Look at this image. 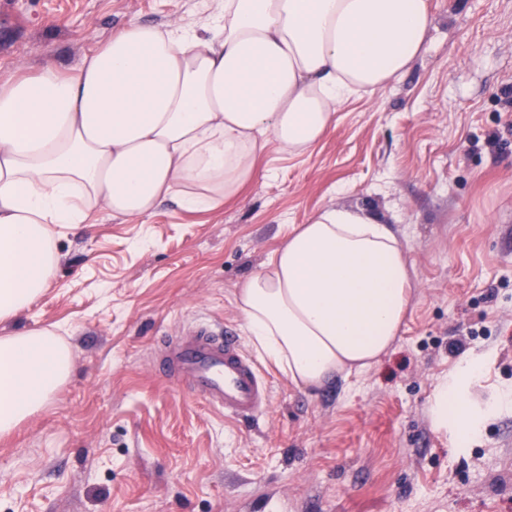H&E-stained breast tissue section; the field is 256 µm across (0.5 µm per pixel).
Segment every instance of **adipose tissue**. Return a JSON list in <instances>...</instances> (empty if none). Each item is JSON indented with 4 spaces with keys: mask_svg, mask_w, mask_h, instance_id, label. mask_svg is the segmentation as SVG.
Returning a JSON list of instances; mask_svg holds the SVG:
<instances>
[{
    "mask_svg": "<svg viewBox=\"0 0 512 512\" xmlns=\"http://www.w3.org/2000/svg\"><path fill=\"white\" fill-rule=\"evenodd\" d=\"M428 0H224L207 34L134 22L69 73L0 83V327L43 291L51 224L94 208L140 218L172 200L207 207L258 174L269 146L302 154L340 105L404 73L434 18ZM413 272L390 224L319 211L240 286L253 347L295 386L372 367L396 342ZM69 348L47 329L0 336V437L67 380ZM462 383L440 386L436 428L470 437Z\"/></svg>",
    "mask_w": 512,
    "mask_h": 512,
    "instance_id": "adipose-tissue-1",
    "label": "adipose tissue"
}]
</instances>
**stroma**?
Segmentation results:
<instances>
[{"label": "stroma", "instance_id": "1", "mask_svg": "<svg viewBox=\"0 0 512 512\" xmlns=\"http://www.w3.org/2000/svg\"><path fill=\"white\" fill-rule=\"evenodd\" d=\"M428 7L402 75L342 104L311 151L267 149L236 197L136 220L97 208L54 236L48 284L12 328L62 327L73 369L0 438V512H512V0ZM218 8L0 0V80L70 71L132 22L199 31ZM336 206L391 224L414 270L376 365L302 390L258 359L270 400L245 421L156 370L161 340L201 324L254 355L240 285ZM470 363L479 426L464 443L430 407Z\"/></svg>", "mask_w": 512, "mask_h": 512}]
</instances>
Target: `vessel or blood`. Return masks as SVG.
Listing matches in <instances>:
<instances>
[{"instance_id": "1", "label": "vessel or blood", "mask_w": 512, "mask_h": 512, "mask_svg": "<svg viewBox=\"0 0 512 512\" xmlns=\"http://www.w3.org/2000/svg\"><path fill=\"white\" fill-rule=\"evenodd\" d=\"M159 371L234 419L249 418L269 403L266 379L229 330L219 333L201 327L167 340Z\"/></svg>"}]
</instances>
